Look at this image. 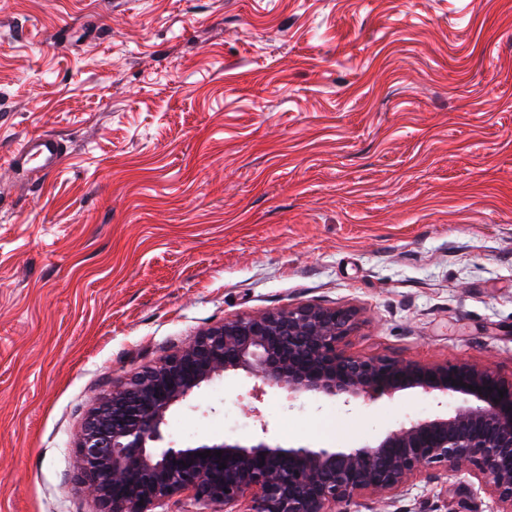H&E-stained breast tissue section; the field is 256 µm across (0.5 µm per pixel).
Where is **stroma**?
I'll list each match as a JSON object with an SVG mask.
<instances>
[{
	"mask_svg": "<svg viewBox=\"0 0 512 512\" xmlns=\"http://www.w3.org/2000/svg\"><path fill=\"white\" fill-rule=\"evenodd\" d=\"M38 133L61 166H9ZM306 301L358 309L347 352L512 375V0H0V512H94L97 396ZM251 386L168 441L249 438ZM263 408L281 445L339 449L434 410ZM494 508L451 472L336 512Z\"/></svg>",
	"mask_w": 512,
	"mask_h": 512,
	"instance_id": "stroma-1",
	"label": "stroma"
}]
</instances>
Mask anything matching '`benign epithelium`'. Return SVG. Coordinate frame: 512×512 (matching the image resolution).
<instances>
[{
    "label": "benign epithelium",
    "instance_id": "1",
    "mask_svg": "<svg viewBox=\"0 0 512 512\" xmlns=\"http://www.w3.org/2000/svg\"><path fill=\"white\" fill-rule=\"evenodd\" d=\"M357 321L354 307L314 302L226 318L112 385L88 411L73 460L95 512H158L179 495L205 512H333L354 496L406 494L448 470L475 479L497 512H512V380L477 362L350 354L345 340ZM238 374L259 403L284 392L291 402L316 396L349 406L414 390L436 410L350 450L283 447L255 405L246 444H166L174 407ZM450 398L458 401L451 411Z\"/></svg>",
    "mask_w": 512,
    "mask_h": 512
}]
</instances>
